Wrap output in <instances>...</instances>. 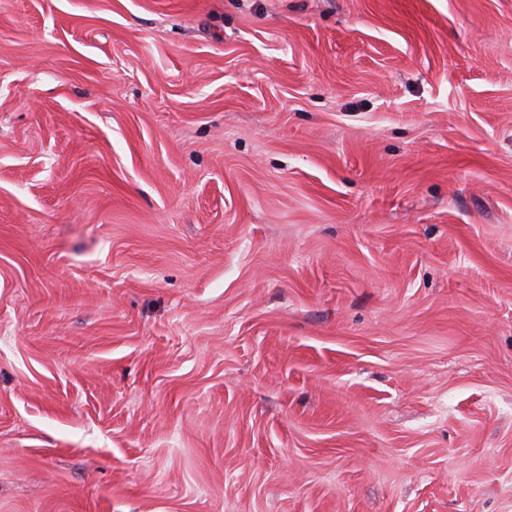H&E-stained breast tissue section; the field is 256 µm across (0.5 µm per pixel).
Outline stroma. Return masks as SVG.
Returning <instances> with one entry per match:
<instances>
[{
    "label": "stroma",
    "mask_w": 512,
    "mask_h": 512,
    "mask_svg": "<svg viewBox=\"0 0 512 512\" xmlns=\"http://www.w3.org/2000/svg\"><path fill=\"white\" fill-rule=\"evenodd\" d=\"M0 512H512V0H0Z\"/></svg>",
    "instance_id": "35a3bbf8"
}]
</instances>
